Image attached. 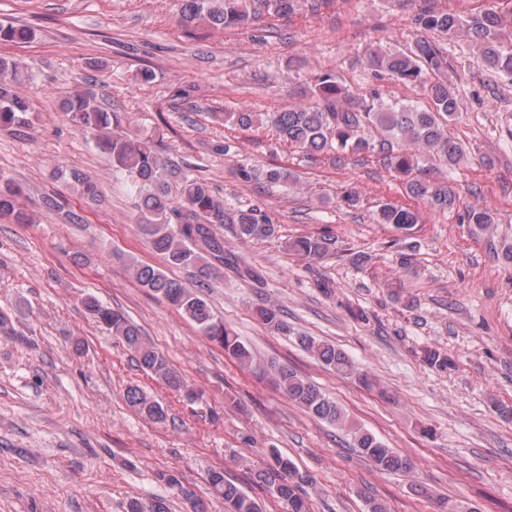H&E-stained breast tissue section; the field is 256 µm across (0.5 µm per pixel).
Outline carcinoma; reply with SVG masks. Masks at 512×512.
Wrapping results in <instances>:
<instances>
[{
    "label": "carcinoma",
    "mask_w": 512,
    "mask_h": 512,
    "mask_svg": "<svg viewBox=\"0 0 512 512\" xmlns=\"http://www.w3.org/2000/svg\"><path fill=\"white\" fill-rule=\"evenodd\" d=\"M275 15H289L300 0H178L181 21L213 29L247 28L257 19L255 4ZM417 28L454 38L462 33L472 41L487 69L497 74H512V31L501 16L484 8L466 17L448 10L424 11L414 17ZM34 31L26 26L0 21V43L23 44L33 40ZM367 64L376 72L398 81L417 85L429 100V106L389 104L380 94L362 107L347 103L345 88L336 75L316 77L309 89L308 102L276 112H226L224 121L250 128L268 125L279 137L305 155L334 150L361 154L378 151L383 163L407 180L409 191L426 198L440 211L456 205L453 190L442 184L422 181L414 173L422 170V158L436 154L448 167L467 161L465 148L448 137L445 121L456 114L458 100L452 82L445 73L448 67L444 48L426 38L417 39L404 51L385 52L370 48ZM28 79V71L9 57L0 56V129L22 130L31 125L29 102L17 91ZM65 119L89 134L95 147L112 161V171L127 178L137 193V208L142 233L151 248L171 266L191 268L195 287L169 276L162 269L123 253L116 257L127 263L135 280L193 323L207 339L218 345L239 366L260 371L288 399L314 418L346 433L371 464L383 471L409 473L411 459L387 447L371 431L353 421L348 414L308 378L274 361L257 358L217 316L199 289L222 273L228 265L224 243L211 230L213 224H234L243 239L267 238L275 233L272 220L260 211L240 209L231 215L209 184L195 176L189 166L174 164L159 155V140L152 136L129 137L114 132L122 122L117 112L105 111L91 91H75L60 106ZM373 127L380 134L378 143L363 135ZM52 177L77 185L80 195L89 201L97 197L96 185L84 174L58 170ZM23 188L0 173V215L16 224L31 223V216L20 203ZM461 220L481 232L494 228L487 207L468 206ZM378 222L398 230H408L419 223L418 213L388 204L380 209ZM290 248L308 258L326 255L331 243L324 237L303 236L289 243ZM85 306L99 325L118 338L132 353L138 368L156 377L175 392L185 390L184 379L169 366L166 358L146 342L141 328L122 312L94 297ZM262 325L275 333L288 332V323L274 306L256 310ZM299 345L323 367L343 377H356L367 388L378 387L377 381L359 369L344 352L313 336L297 337ZM424 362L436 370L452 365L448 355L437 349L423 350ZM128 403L141 415L156 422L167 420L163 404L138 386L126 390ZM272 464L255 475V482L266 494L285 505L288 512H309L303 497V485L310 477L277 450L270 451ZM212 495L224 501L226 512H261L260 504L235 483L224 471L209 475ZM126 512H168L166 503L156 500L148 505L132 500Z\"/></svg>",
    "instance_id": "obj_1"
}]
</instances>
